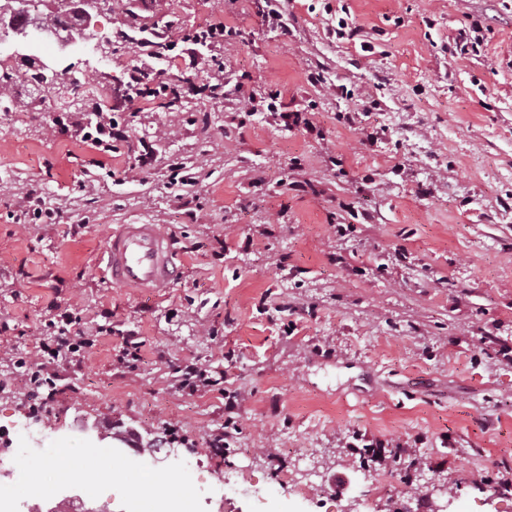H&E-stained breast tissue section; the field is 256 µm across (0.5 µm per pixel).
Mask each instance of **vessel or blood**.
<instances>
[{
    "instance_id": "b4317fda",
    "label": "vessel or blood",
    "mask_w": 512,
    "mask_h": 512,
    "mask_svg": "<svg viewBox=\"0 0 512 512\" xmlns=\"http://www.w3.org/2000/svg\"><path fill=\"white\" fill-rule=\"evenodd\" d=\"M102 259L108 283L166 290L182 275L170 241L153 224H123L107 240Z\"/></svg>"
}]
</instances>
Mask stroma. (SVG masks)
I'll return each mask as SVG.
<instances>
[{
    "label": "stroma",
    "instance_id": "stroma-1",
    "mask_svg": "<svg viewBox=\"0 0 512 512\" xmlns=\"http://www.w3.org/2000/svg\"><path fill=\"white\" fill-rule=\"evenodd\" d=\"M288 9L282 28L255 0H107L90 30L108 53L66 60L119 124L110 154L81 139L79 113L0 112V424L54 449L19 459L17 489L52 500L58 470L75 488L89 470L126 512L151 486L113 482L139 451L110 453L99 431L173 425L177 451L150 462L166 493L206 486L207 512H512V0ZM131 11L172 43L165 57L121 37ZM215 22L223 42L185 43ZM463 31L480 46L449 54ZM139 70L174 79V102L128 101ZM177 161L194 184H170ZM35 199L54 221L30 223ZM121 224L172 238L183 276L167 295L105 283ZM56 304L99 342L52 364L29 426L18 362L56 335ZM189 361L210 385L183 386ZM378 441L380 457L358 454ZM305 455L319 480L304 498L284 476ZM185 457L201 469L183 473ZM228 472L265 499L224 492Z\"/></svg>",
    "mask_w": 512,
    "mask_h": 512
}]
</instances>
